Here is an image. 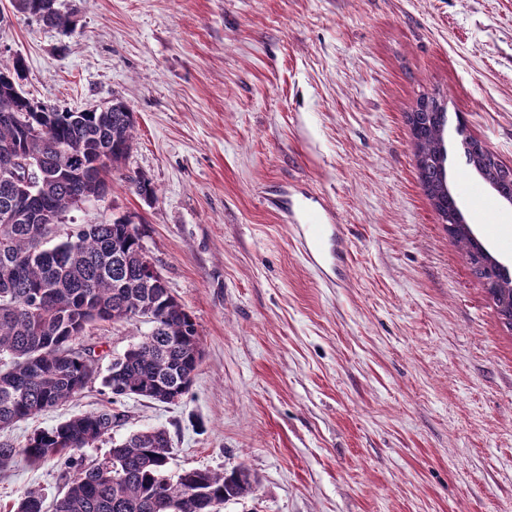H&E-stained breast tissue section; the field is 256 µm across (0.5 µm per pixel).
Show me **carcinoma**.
<instances>
[{"instance_id":"carcinoma-1","label":"carcinoma","mask_w":512,"mask_h":512,"mask_svg":"<svg viewBox=\"0 0 512 512\" xmlns=\"http://www.w3.org/2000/svg\"><path fill=\"white\" fill-rule=\"evenodd\" d=\"M23 59L0 62V430L58 407L98 380L108 403L141 397L180 400L202 358L196 325L162 274L147 264L141 228L127 219L77 224L60 237L48 213L62 219L79 198L112 188L133 146L136 121L114 99L105 108L61 112L25 95ZM418 150L421 187L448 235L466 254L498 315L512 328V273L490 256L470 224H458L457 195L448 185V113L437 98H423L409 117ZM466 164L503 201L512 200V166L464 138ZM112 168H99L101 155ZM41 163L28 173L24 162ZM36 207L21 204L27 191ZM100 322H141L148 331L101 374L94 349L77 341ZM107 408L75 415L28 437L15 448L0 444V467L17 457L31 464L54 460L68 476L54 512H221L249 494L251 474L183 469L168 474L170 437L162 428L133 431L88 463L83 450L122 425ZM43 495L29 491L14 512H42Z\"/></svg>"}]
</instances>
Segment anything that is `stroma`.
<instances>
[{"label": "stroma", "mask_w": 512, "mask_h": 512, "mask_svg": "<svg viewBox=\"0 0 512 512\" xmlns=\"http://www.w3.org/2000/svg\"><path fill=\"white\" fill-rule=\"evenodd\" d=\"M69 30L6 10L0 59L63 110L124 101L122 173L65 224L129 217L203 348L189 393L114 409L161 426L171 470L254 478L223 512H512V328L424 194L406 116L447 107L449 182L512 269V206L466 166L462 136L512 165V0H56ZM464 135H457L458 121ZM343 227L317 266L282 199ZM142 324H98L100 368ZM106 401L0 432L35 430ZM63 490L54 463L0 470V512Z\"/></svg>", "instance_id": "1"}]
</instances>
